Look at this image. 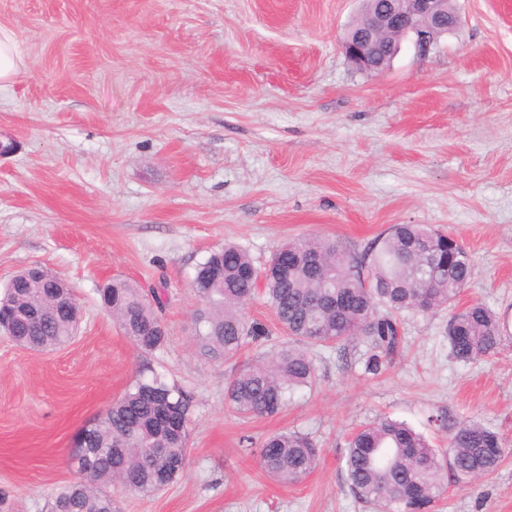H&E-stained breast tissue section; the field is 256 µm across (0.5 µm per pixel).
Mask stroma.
I'll list each match as a JSON object with an SVG mask.
<instances>
[{
  "label": "stroma",
  "mask_w": 512,
  "mask_h": 512,
  "mask_svg": "<svg viewBox=\"0 0 512 512\" xmlns=\"http://www.w3.org/2000/svg\"><path fill=\"white\" fill-rule=\"evenodd\" d=\"M457 27L426 55L411 42L380 73L340 45L356 0H0L26 67L0 89V288L38 265L81 306L78 336L37 353L0 333V493L45 512L76 481L75 434L120 398L143 362L194 396L189 463L164 491L112 488L118 512H368L342 469L349 435L387 416L445 442L433 416L474 420L507 452L438 512H512V0H455ZM395 224L452 231L474 267L461 304L509 322L489 361L450 353L447 312L408 315L392 366L365 346L313 354L317 381L274 416L247 419L227 382L288 337L268 331L233 359L194 348L192 289L231 241L264 267L282 243L335 238L363 250ZM124 279L158 290L168 332L144 356L100 303ZM284 430L321 450L301 481L269 478L244 438Z\"/></svg>",
  "instance_id": "obj_1"
}]
</instances>
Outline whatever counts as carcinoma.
Here are the masks:
<instances>
[{
  "label": "carcinoma",
  "mask_w": 512,
  "mask_h": 512,
  "mask_svg": "<svg viewBox=\"0 0 512 512\" xmlns=\"http://www.w3.org/2000/svg\"><path fill=\"white\" fill-rule=\"evenodd\" d=\"M203 287L194 289L200 306L194 315L198 354L230 360L243 346L266 335L247 320L243 307L263 294L280 328L294 344L270 361L233 377L225 396L246 417L272 416L294 390L311 387L316 370L310 351L344 352L351 344L367 348L364 371H385L400 345L399 317L450 310L445 335L452 356L485 362L503 341L500 317L474 301L456 310L473 277L470 254L454 235L422 224H395L363 252H351L336 240L307 236L287 241L260 271L241 246L226 243L211 250L195 270ZM74 298L65 281L51 276L22 281L10 296L13 308L37 313L64 297ZM112 313L139 351L154 354L167 343L159 311L161 301L125 280L101 290ZM73 311L57 310L48 322L11 324L14 342L34 351L60 348L73 340ZM191 392L160 374L139 377L98 419L96 435L70 458L80 479L61 487L48 512H116L106 485L117 483L144 496L162 492L186 468ZM448 447L436 448L406 423L381 417L362 426L347 441L343 457L348 488L373 512H435L448 480L458 485L490 475L505 455L502 438L472 420L442 425ZM271 478L297 483L317 466L320 451L298 431L266 438L250 449Z\"/></svg>",
  "instance_id": "cac0c4a2"
}]
</instances>
